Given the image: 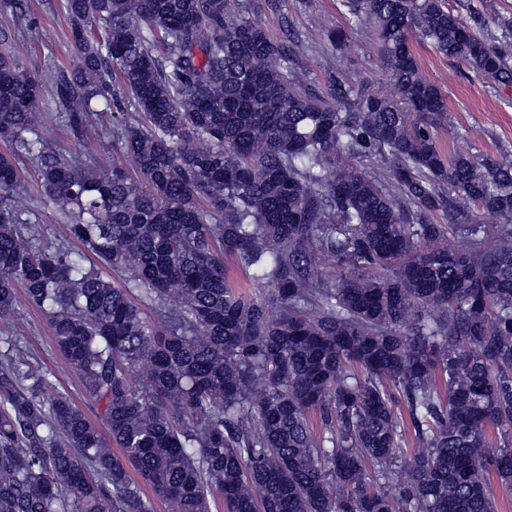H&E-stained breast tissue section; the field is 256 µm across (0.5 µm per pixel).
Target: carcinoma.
<instances>
[{
  "instance_id": "obj_1",
  "label": "carcinoma",
  "mask_w": 512,
  "mask_h": 512,
  "mask_svg": "<svg viewBox=\"0 0 512 512\" xmlns=\"http://www.w3.org/2000/svg\"><path fill=\"white\" fill-rule=\"evenodd\" d=\"M342 6L326 41L372 23L391 94L331 62L311 87L302 37L237 0H63L67 64L0 51V512H153L143 483L169 512H496L489 474L512 489V160L442 152L468 138L412 49L512 88V22ZM130 108L105 134L132 167L83 159L97 112ZM19 288L99 421L25 356ZM43 131L48 141L58 145H66L69 135L65 128L56 119V108L50 95L45 94L43 103ZM34 205L36 206L37 222L43 224L47 238L54 240L63 234L62 223L56 212L50 206L44 205L41 202H37Z\"/></svg>"
}]
</instances>
